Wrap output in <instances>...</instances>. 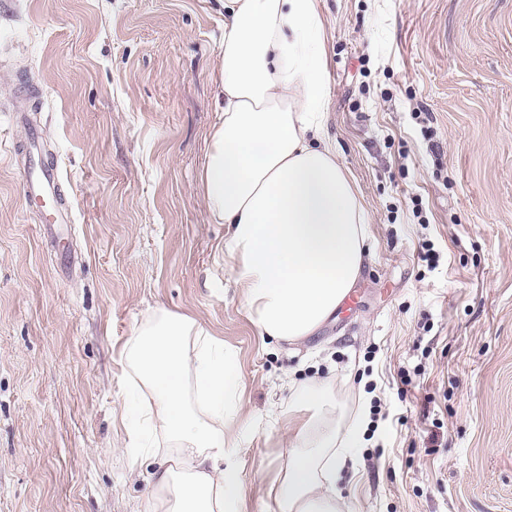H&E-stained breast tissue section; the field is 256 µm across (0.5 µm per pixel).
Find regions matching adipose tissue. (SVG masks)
<instances>
[{
  "label": "adipose tissue",
  "instance_id": "ef3b65f1",
  "mask_svg": "<svg viewBox=\"0 0 512 512\" xmlns=\"http://www.w3.org/2000/svg\"><path fill=\"white\" fill-rule=\"evenodd\" d=\"M322 31L316 0H225L219 113L199 175L244 309L261 335L291 344L334 314L369 255L364 210L325 136ZM121 356L144 398L128 429L133 458L154 465L147 512H241L235 357L195 318L162 308ZM285 413L276 512H340L336 475L364 442V418L340 425L324 380L293 389ZM146 429L167 448L141 445Z\"/></svg>",
  "mask_w": 512,
  "mask_h": 512
}]
</instances>
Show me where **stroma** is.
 <instances>
[{"label": "stroma", "instance_id": "stroma-1", "mask_svg": "<svg viewBox=\"0 0 512 512\" xmlns=\"http://www.w3.org/2000/svg\"><path fill=\"white\" fill-rule=\"evenodd\" d=\"M317 6L370 255L293 349L251 323L198 188L222 0H0V512H141L121 347L158 307L236 355L243 512H272L288 380L326 377L341 423L370 413L341 512H512V0ZM46 154L73 223L24 196Z\"/></svg>", "mask_w": 512, "mask_h": 512}]
</instances>
